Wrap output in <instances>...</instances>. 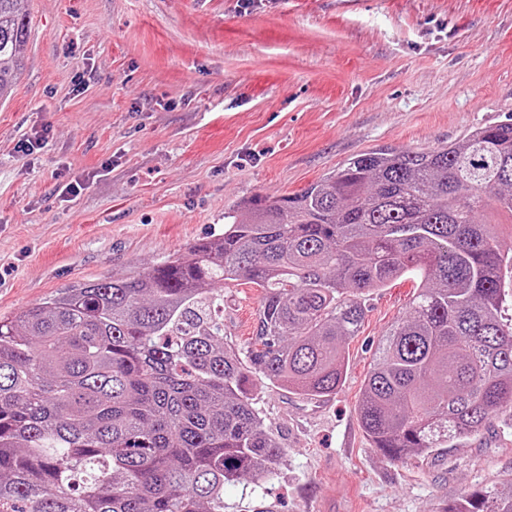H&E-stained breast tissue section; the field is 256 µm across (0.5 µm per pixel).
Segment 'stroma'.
<instances>
[{"mask_svg": "<svg viewBox=\"0 0 512 512\" xmlns=\"http://www.w3.org/2000/svg\"><path fill=\"white\" fill-rule=\"evenodd\" d=\"M22 75L0 104V316L143 273L224 232L253 197L300 191L379 146L433 149L512 114V0H23ZM414 283L374 291L336 394L253 377L279 470L224 512H442L512 487V417L386 460L358 413ZM260 291L224 290L246 349Z\"/></svg>", "mask_w": 512, "mask_h": 512, "instance_id": "1", "label": "stroma"}]
</instances>
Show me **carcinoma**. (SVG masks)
I'll return each instance as SVG.
<instances>
[{
    "label": "carcinoma",
    "instance_id": "cac0c4a2",
    "mask_svg": "<svg viewBox=\"0 0 512 512\" xmlns=\"http://www.w3.org/2000/svg\"><path fill=\"white\" fill-rule=\"evenodd\" d=\"M22 0H0V103L24 67ZM512 119L431 151L382 146L277 200L254 197L148 272L82 283L0 317V512H224V485L273 473L251 375L301 395L342 386L367 297L416 283L379 340L359 415L391 461L512 410ZM261 291L245 351L224 286ZM443 512H512L474 491Z\"/></svg>",
    "mask_w": 512,
    "mask_h": 512
}]
</instances>
